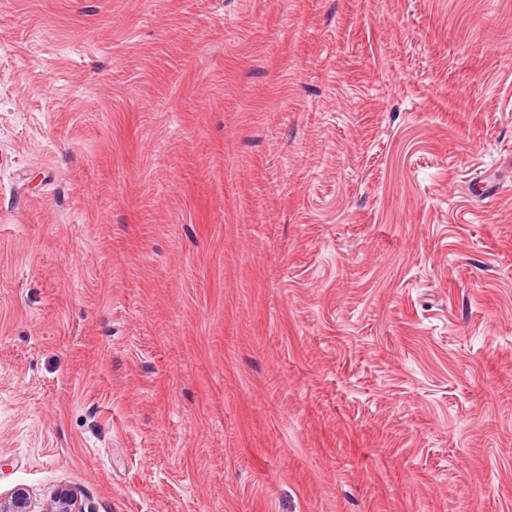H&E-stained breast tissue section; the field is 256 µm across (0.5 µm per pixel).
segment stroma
<instances>
[{
    "instance_id": "1",
    "label": "stroma",
    "mask_w": 512,
    "mask_h": 512,
    "mask_svg": "<svg viewBox=\"0 0 512 512\" xmlns=\"http://www.w3.org/2000/svg\"><path fill=\"white\" fill-rule=\"evenodd\" d=\"M512 512V0H0V494Z\"/></svg>"
}]
</instances>
